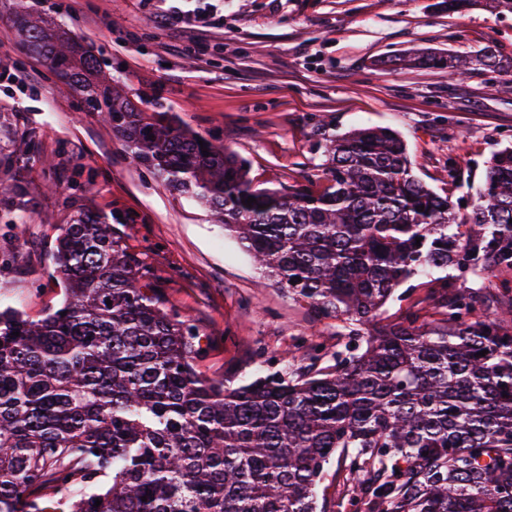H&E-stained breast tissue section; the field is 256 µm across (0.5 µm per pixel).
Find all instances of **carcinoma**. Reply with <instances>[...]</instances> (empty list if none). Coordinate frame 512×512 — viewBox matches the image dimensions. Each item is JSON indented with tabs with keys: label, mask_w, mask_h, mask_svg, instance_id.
Returning a JSON list of instances; mask_svg holds the SVG:
<instances>
[{
	"label": "carcinoma",
	"mask_w": 512,
	"mask_h": 512,
	"mask_svg": "<svg viewBox=\"0 0 512 512\" xmlns=\"http://www.w3.org/2000/svg\"><path fill=\"white\" fill-rule=\"evenodd\" d=\"M20 32L137 162L204 204L317 318L343 322L348 342L331 371L204 379L196 328L140 281L111 225L82 215L52 250L60 306L40 319L0 307V512H317L335 457L357 510L512 512V324L445 282L438 318L364 332L404 282L448 267L499 273L512 309L511 147L462 223L389 127L330 139L320 190L262 187L237 154L146 115L64 28L26 13ZM406 62L461 78L471 60Z\"/></svg>",
	"instance_id": "1"
}]
</instances>
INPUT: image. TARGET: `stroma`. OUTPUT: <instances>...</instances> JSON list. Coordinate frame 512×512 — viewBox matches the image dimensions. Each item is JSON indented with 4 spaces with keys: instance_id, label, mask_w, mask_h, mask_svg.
<instances>
[{
    "instance_id": "stroma-1",
    "label": "stroma",
    "mask_w": 512,
    "mask_h": 512,
    "mask_svg": "<svg viewBox=\"0 0 512 512\" xmlns=\"http://www.w3.org/2000/svg\"><path fill=\"white\" fill-rule=\"evenodd\" d=\"M222 23L186 33L150 20L158 0H0V175L25 191L0 201V299L32 318L58 306L50 251L79 214L111 224L167 309L201 336L198 372L240 383L289 362L332 364L345 341L256 267L195 199L140 165L84 96L20 40V14L68 29L146 113L246 158L256 182L322 185L318 142L360 127L405 140L414 175L471 211L493 153L512 146V12L446 0H209ZM433 50L472 59L402 68L392 57ZM486 53L498 69L476 64ZM428 279L396 292L381 324L425 303ZM337 464L318 487L325 512H351Z\"/></svg>"
}]
</instances>
